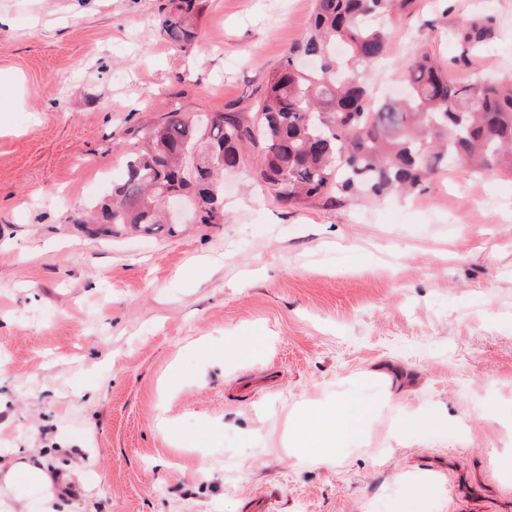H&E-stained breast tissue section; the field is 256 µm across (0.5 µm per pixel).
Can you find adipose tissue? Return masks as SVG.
I'll return each instance as SVG.
<instances>
[{
	"label": "adipose tissue",
	"instance_id": "obj_1",
	"mask_svg": "<svg viewBox=\"0 0 512 512\" xmlns=\"http://www.w3.org/2000/svg\"><path fill=\"white\" fill-rule=\"evenodd\" d=\"M363 413L349 401H338L322 414L309 416L303 422L304 449L309 453L333 455L337 437H349L356 432Z\"/></svg>",
	"mask_w": 512,
	"mask_h": 512
}]
</instances>
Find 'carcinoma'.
<instances>
[{
	"mask_svg": "<svg viewBox=\"0 0 512 512\" xmlns=\"http://www.w3.org/2000/svg\"><path fill=\"white\" fill-rule=\"evenodd\" d=\"M417 0H314L310 29L267 76L256 111L209 117L176 107L139 130L127 177L93 206L97 232L146 235L175 227L163 217L176 194L199 210V223H224V171L254 163V176L281 204L421 192L452 158L484 174L512 172V72L488 79L473 46L485 27L456 33L462 50L440 60L429 49L401 71L405 95L379 102L373 68L392 32L382 20ZM197 0H180L161 34L189 44L186 21ZM346 47L340 56L336 47Z\"/></svg>",
	"mask_w": 512,
	"mask_h": 512,
	"instance_id": "1",
	"label": "carcinoma"
}]
</instances>
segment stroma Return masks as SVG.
<instances>
[{
	"label": "stroma",
	"instance_id": "stroma-1",
	"mask_svg": "<svg viewBox=\"0 0 512 512\" xmlns=\"http://www.w3.org/2000/svg\"><path fill=\"white\" fill-rule=\"evenodd\" d=\"M0 0V473L40 512H512V175L452 166L425 191L284 206L249 170L224 221L102 238L72 223L169 107L251 112L313 0ZM487 20L512 70V0H417L393 17L382 92L421 47ZM261 336L259 358L233 355ZM347 399L336 457L292 429ZM427 423L406 430L407 420ZM197 0H180L176 7L179 14H170L161 24L160 33L175 43L190 44L195 39V32L186 21L187 15L196 9Z\"/></svg>",
	"mask_w": 512,
	"mask_h": 512
}]
</instances>
